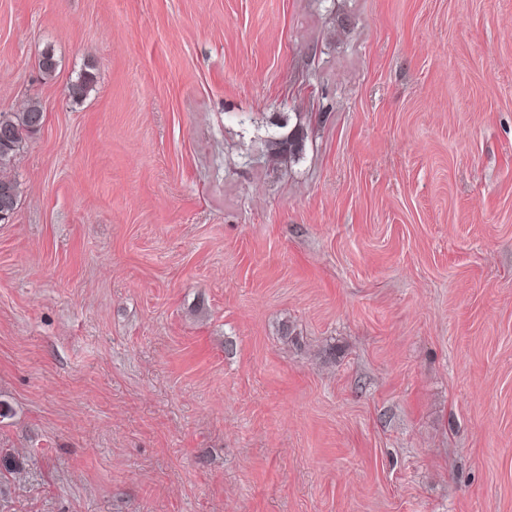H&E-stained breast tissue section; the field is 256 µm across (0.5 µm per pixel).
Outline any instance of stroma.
Instances as JSON below:
<instances>
[{"label":"stroma","instance_id":"1","mask_svg":"<svg viewBox=\"0 0 512 512\" xmlns=\"http://www.w3.org/2000/svg\"><path fill=\"white\" fill-rule=\"evenodd\" d=\"M32 99L0 512H512V0H0ZM305 145L306 135L300 123L288 133L273 135L264 142L266 153L284 161L300 156Z\"/></svg>","mask_w":512,"mask_h":512}]
</instances>
